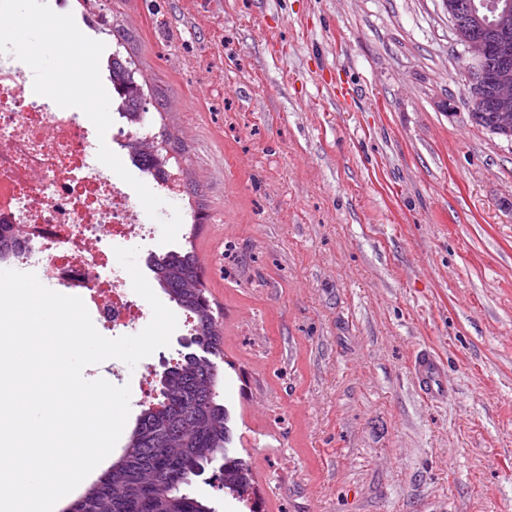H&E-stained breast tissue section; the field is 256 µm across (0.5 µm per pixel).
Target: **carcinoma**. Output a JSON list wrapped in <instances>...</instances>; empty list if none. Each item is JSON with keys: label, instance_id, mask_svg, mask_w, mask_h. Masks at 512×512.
Returning <instances> with one entry per match:
<instances>
[{"label": "carcinoma", "instance_id": "obj_1", "mask_svg": "<svg viewBox=\"0 0 512 512\" xmlns=\"http://www.w3.org/2000/svg\"><path fill=\"white\" fill-rule=\"evenodd\" d=\"M112 88L122 103L121 116L142 121V89L119 58L108 63ZM153 145L138 141L135 163L148 174L164 170ZM151 271L169 297L192 318V344L168 367L161 395L141 410L119 458L75 505V512H217L193 496L196 477L213 468L224 493L257 512L249 463L230 455L228 413L217 401L219 369L211 358L195 355L204 348L222 354L223 336L200 279L199 260L190 249L155 256Z\"/></svg>", "mask_w": 512, "mask_h": 512}]
</instances>
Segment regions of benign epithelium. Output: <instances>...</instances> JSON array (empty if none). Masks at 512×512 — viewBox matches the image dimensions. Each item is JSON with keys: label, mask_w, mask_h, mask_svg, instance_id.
I'll return each instance as SVG.
<instances>
[{"label": "benign epithelium", "mask_w": 512, "mask_h": 512, "mask_svg": "<svg viewBox=\"0 0 512 512\" xmlns=\"http://www.w3.org/2000/svg\"><path fill=\"white\" fill-rule=\"evenodd\" d=\"M463 46L466 95L488 102L470 112L474 123L512 141V0H445ZM488 112V119L482 113Z\"/></svg>", "instance_id": "obj_1"}]
</instances>
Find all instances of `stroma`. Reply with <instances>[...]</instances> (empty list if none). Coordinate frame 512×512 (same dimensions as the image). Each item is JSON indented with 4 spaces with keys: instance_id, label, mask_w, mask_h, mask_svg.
I'll return each instance as SVG.
<instances>
[{
    "instance_id": "stroma-1",
    "label": "stroma",
    "mask_w": 512,
    "mask_h": 512,
    "mask_svg": "<svg viewBox=\"0 0 512 512\" xmlns=\"http://www.w3.org/2000/svg\"><path fill=\"white\" fill-rule=\"evenodd\" d=\"M178 161L260 512H512V142L444 0H63ZM448 397L416 391L421 348ZM135 368L84 376L131 387Z\"/></svg>"
}]
</instances>
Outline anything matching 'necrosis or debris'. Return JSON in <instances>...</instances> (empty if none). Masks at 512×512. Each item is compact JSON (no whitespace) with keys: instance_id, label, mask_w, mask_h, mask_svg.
<instances>
[{"instance_id":"necrosis-or-debris-1","label":"necrosis or debris","mask_w":512,"mask_h":512,"mask_svg":"<svg viewBox=\"0 0 512 512\" xmlns=\"http://www.w3.org/2000/svg\"><path fill=\"white\" fill-rule=\"evenodd\" d=\"M85 115L25 92L20 65L0 64V224L20 228L24 263L113 327L143 314L111 266L109 243L147 234L131 194L97 159Z\"/></svg>"}]
</instances>
